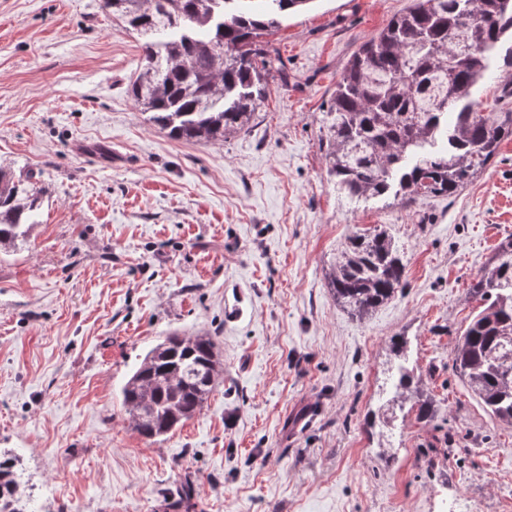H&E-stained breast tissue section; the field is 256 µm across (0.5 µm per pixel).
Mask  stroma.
<instances>
[{
	"instance_id": "35a3bbf8",
	"label": "stroma",
	"mask_w": 512,
	"mask_h": 512,
	"mask_svg": "<svg viewBox=\"0 0 512 512\" xmlns=\"http://www.w3.org/2000/svg\"><path fill=\"white\" fill-rule=\"evenodd\" d=\"M102 0H0V166L33 174L36 224L0 251V451L30 512H512V426L455 373L468 293L512 236V137L453 197L347 201L325 163L349 60L412 0H312L260 42L282 68L249 126L175 140L126 92L141 48ZM512 112L502 59L472 91ZM383 225L408 285L363 322L325 273ZM219 342L201 412L148 440L120 390L171 333ZM436 399L366 424L393 338Z\"/></svg>"
}]
</instances>
